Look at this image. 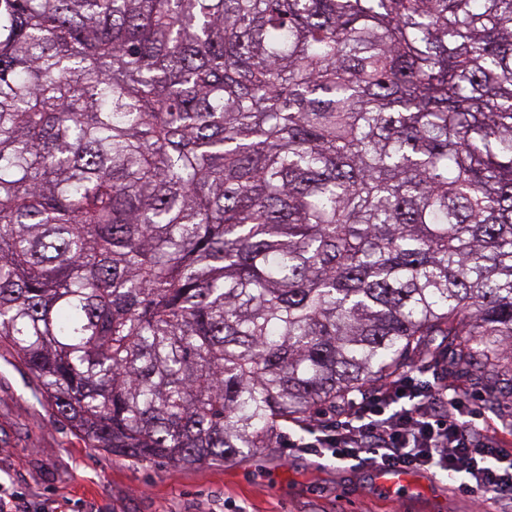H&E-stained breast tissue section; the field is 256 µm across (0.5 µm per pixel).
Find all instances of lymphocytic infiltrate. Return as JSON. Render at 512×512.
Wrapping results in <instances>:
<instances>
[{"instance_id":"f902f5d3","label":"lymphocytic infiltrate","mask_w":512,"mask_h":512,"mask_svg":"<svg viewBox=\"0 0 512 512\" xmlns=\"http://www.w3.org/2000/svg\"><path fill=\"white\" fill-rule=\"evenodd\" d=\"M481 411L466 399L406 375L363 394L355 410L331 425L302 424L289 451L329 456L353 467L435 469L457 479L476 507L512 512V450L476 423Z\"/></svg>"}]
</instances>
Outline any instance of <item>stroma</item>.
<instances>
[{"label":"stroma","instance_id":"stroma-1","mask_svg":"<svg viewBox=\"0 0 512 512\" xmlns=\"http://www.w3.org/2000/svg\"><path fill=\"white\" fill-rule=\"evenodd\" d=\"M32 387L0 349V492L28 512H474L446 473H419V492L389 498L373 470L280 447L191 468L132 462L89 448ZM491 389L483 423L512 449V386Z\"/></svg>","mask_w":512,"mask_h":512}]
</instances>
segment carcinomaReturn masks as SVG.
Listing matches in <instances>:
<instances>
[{"instance_id": "carcinoma-1", "label": "carcinoma", "mask_w": 512, "mask_h": 512, "mask_svg": "<svg viewBox=\"0 0 512 512\" xmlns=\"http://www.w3.org/2000/svg\"><path fill=\"white\" fill-rule=\"evenodd\" d=\"M0 349L179 466L512 383V0H0Z\"/></svg>"}]
</instances>
